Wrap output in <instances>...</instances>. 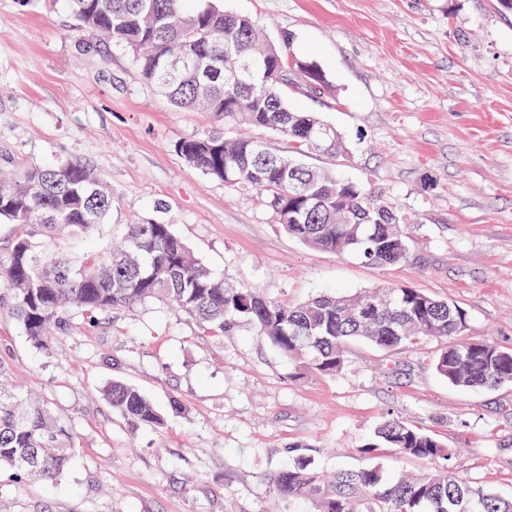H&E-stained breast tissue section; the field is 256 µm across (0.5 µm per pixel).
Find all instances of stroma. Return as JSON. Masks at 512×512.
<instances>
[{
  "label": "stroma",
  "instance_id": "1",
  "mask_svg": "<svg viewBox=\"0 0 512 512\" xmlns=\"http://www.w3.org/2000/svg\"><path fill=\"white\" fill-rule=\"evenodd\" d=\"M324 76L287 87L346 149L306 164L357 182L410 220L411 262L369 265L289 236L255 192L191 169L173 145L209 130L148 86L128 56L80 32L67 0H0V160L77 159L112 188L98 227L163 218L215 274L274 301L409 286L458 304L466 337L512 348V15L496 0H223ZM439 342L388 355L351 346L340 373H298L241 321L221 335L161 301L74 321L34 346L0 310V362L71 430L74 460L52 482L0 471V512H314L271 477L295 454L324 474L448 467L512 499V385L471 391L433 368ZM164 415L129 429L112 379ZM447 445L448 459L362 453L386 414Z\"/></svg>",
  "mask_w": 512,
  "mask_h": 512
}]
</instances>
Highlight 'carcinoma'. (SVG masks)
<instances>
[{"label": "carcinoma", "instance_id": "cac0c4a2", "mask_svg": "<svg viewBox=\"0 0 512 512\" xmlns=\"http://www.w3.org/2000/svg\"><path fill=\"white\" fill-rule=\"evenodd\" d=\"M79 31H97L123 48L153 89L180 109L209 113L215 127L174 144L191 168L252 189L289 235L303 244L354 255L371 265H397L412 257L407 224L392 203L340 175L318 172L279 156L262 143L227 138L224 127L246 124L275 130L295 152L339 151L337 130L316 113L294 111L284 89L302 78L286 66L289 54L266 39L253 19L224 11L218 0H69ZM112 210V189L89 165L73 160L19 166L0 180V221L15 235L0 277L12 295L10 313L33 344L43 346L73 319L99 316L155 299L222 333L249 322L300 371L335 374L347 365L354 342L393 353L424 340L442 343L434 361L449 384L468 389L512 384V349L491 339H465L463 308L408 286H387L392 302L373 308L374 289L324 294L290 305L255 289L234 288L196 258L173 225L147 219L117 224L115 247L95 237ZM59 235L80 239L83 250L63 257L42 245ZM0 362V469L21 479L52 481L72 462L73 436L43 402L24 397L4 379ZM104 395L137 430L162 417L138 388L113 380ZM397 448L419 458L448 456L445 444L388 415L362 452ZM281 498H306L316 512H512L505 500L446 469L419 477H389L380 467L339 470L328 479L305 456L276 474Z\"/></svg>", "mask_w": 512, "mask_h": 512}]
</instances>
